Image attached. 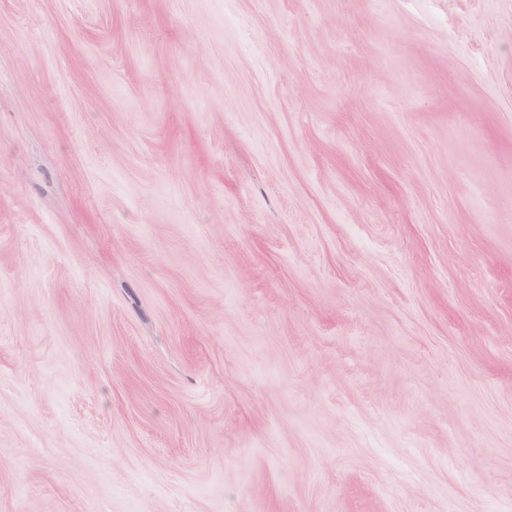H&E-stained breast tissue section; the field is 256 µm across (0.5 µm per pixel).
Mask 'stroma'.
Instances as JSON below:
<instances>
[{"mask_svg": "<svg viewBox=\"0 0 512 512\" xmlns=\"http://www.w3.org/2000/svg\"><path fill=\"white\" fill-rule=\"evenodd\" d=\"M0 512H512V0H0Z\"/></svg>", "mask_w": 512, "mask_h": 512, "instance_id": "1", "label": "stroma"}]
</instances>
